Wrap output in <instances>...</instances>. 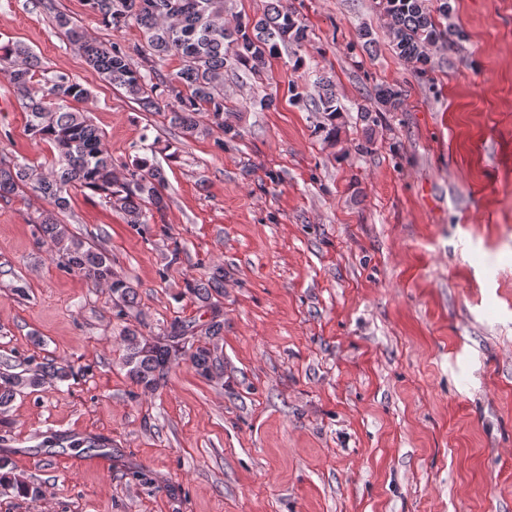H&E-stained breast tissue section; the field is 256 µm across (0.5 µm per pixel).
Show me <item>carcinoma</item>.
<instances>
[{"label":"carcinoma","instance_id":"carcinoma-1","mask_svg":"<svg viewBox=\"0 0 512 512\" xmlns=\"http://www.w3.org/2000/svg\"><path fill=\"white\" fill-rule=\"evenodd\" d=\"M107 26H135L142 36L136 52L149 53L155 62L140 70L132 64L130 49L115 43L88 38L69 15L59 12L54 21L67 41L79 47L88 64L100 77L123 88L143 109L161 110L168 122L181 129L187 138H196L216 129L234 138L238 135L233 112L224 104V68L239 65L257 74L268 58L280 48L300 47L307 29L284 0H269L258 18H238L233 28L224 26V0H86ZM389 18L392 48L400 58L414 60L423 68L428 62L426 46L446 36L432 10V0H380ZM170 57L180 61L179 70L166 77L159 63ZM46 72L37 56L16 43L0 47V73L8 77L28 112L27 135L35 142L50 141L57 150L56 166L43 174L19 159L0 158V199H7L24 188L43 197L50 208L34 221L37 244H48L62 254L64 265L94 282L110 288L117 316L122 317L137 305V291L112 269L109 253L74 236L62 223L57 211L66 208L70 189L88 188L102 195L128 224L148 223V213L165 208L164 169L146 157H135L116 173L104 137L78 104L90 98V91L66 74L43 77L33 85L36 73ZM318 84L322 94L314 103L325 123L318 131L325 138L336 137V117L341 106L325 77ZM404 90L394 85H379L375 90L378 112L398 110ZM360 108L363 121L373 122L372 111ZM185 293L209 309L211 317L198 324L174 319L159 336H144L136 330L123 332L124 366L129 377L145 390L163 385L176 359L177 346L190 345L189 359L196 371L209 376L217 368L214 339L223 335L224 310L214 296L224 288V269H214L206 278L184 280ZM68 372L53 363L41 362L19 373L0 372V414L7 412L15 396L25 389L36 390L49 380L63 381ZM16 489L38 497L35 484L13 473L11 460L0 456V493Z\"/></svg>","mask_w":512,"mask_h":512}]
</instances>
